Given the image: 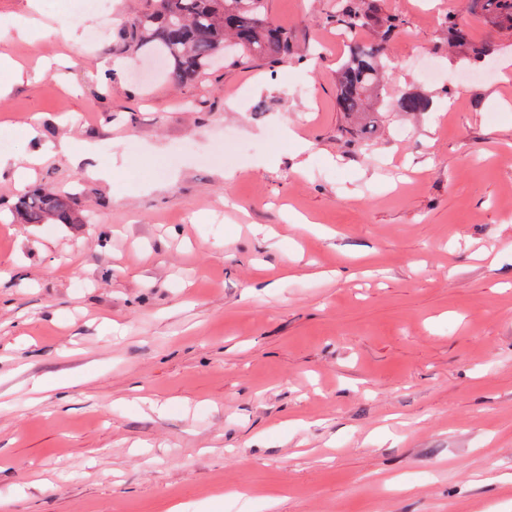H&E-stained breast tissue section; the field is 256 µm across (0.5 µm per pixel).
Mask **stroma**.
I'll list each match as a JSON object with an SVG mask.
<instances>
[{
    "label": "stroma",
    "instance_id": "obj_1",
    "mask_svg": "<svg viewBox=\"0 0 512 512\" xmlns=\"http://www.w3.org/2000/svg\"><path fill=\"white\" fill-rule=\"evenodd\" d=\"M39 3L0 38V154L46 153L0 174V512H512V29L471 17L483 68L441 25L469 0H376L407 24L354 125L339 0H268L286 62L183 83L135 79L151 0L76 45L80 0ZM38 188L93 223H23Z\"/></svg>",
    "mask_w": 512,
    "mask_h": 512
}]
</instances>
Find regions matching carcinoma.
Wrapping results in <instances>:
<instances>
[{
	"label": "carcinoma",
	"instance_id": "carcinoma-1",
	"mask_svg": "<svg viewBox=\"0 0 512 512\" xmlns=\"http://www.w3.org/2000/svg\"><path fill=\"white\" fill-rule=\"evenodd\" d=\"M371 2L347 0L336 15V25L348 34L378 26L377 42L350 45L338 77V109L352 117L364 112L367 96L380 86L386 46L404 29L397 16L377 19ZM471 10L512 28V0H472ZM443 24L451 41L468 47L474 61L486 62L494 46L468 42L466 16L450 12ZM120 34L127 43L164 55L170 62L169 76L179 83L206 73L217 56L224 54L228 38L236 41L241 65L250 64L257 56L274 65L292 54L288 30L267 20V0H154V8L127 18ZM397 106L402 112H427L432 102L409 93ZM17 211L27 224L79 223L76 200L52 190L24 195Z\"/></svg>",
	"mask_w": 512,
	"mask_h": 512
}]
</instances>
